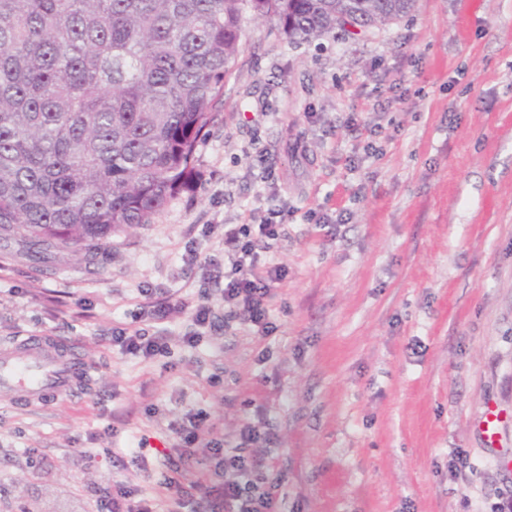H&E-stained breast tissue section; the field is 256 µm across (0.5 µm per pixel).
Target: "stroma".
Listing matches in <instances>:
<instances>
[{
	"instance_id": "35a3bbf8",
	"label": "stroma",
	"mask_w": 512,
	"mask_h": 512,
	"mask_svg": "<svg viewBox=\"0 0 512 512\" xmlns=\"http://www.w3.org/2000/svg\"><path fill=\"white\" fill-rule=\"evenodd\" d=\"M195 180L154 219L85 260L0 247V346L72 341L93 383L49 406L0 392V512H96L125 481L149 497L170 423L209 415L256 448L288 512H503L512 504V0H416L358 36L289 42L245 16ZM356 133L337 132L348 117ZM280 211L267 257L287 277L277 330L232 327L196 347L186 314L148 324L166 354L112 344L145 300L198 299L207 225ZM345 215L318 224L314 215ZM499 416L487 443V409ZM145 441L149 471L131 466Z\"/></svg>"
}]
</instances>
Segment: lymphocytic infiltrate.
Returning a JSON list of instances; mask_svg holds the SVG:
<instances>
[{"label": "lymphocytic infiltrate", "mask_w": 512, "mask_h": 512, "mask_svg": "<svg viewBox=\"0 0 512 512\" xmlns=\"http://www.w3.org/2000/svg\"><path fill=\"white\" fill-rule=\"evenodd\" d=\"M286 235L284 224L261 208L250 209L245 223L224 227V268L208 272L209 282L221 284L224 312L260 337L273 332L269 319L274 290L285 277L278 264L258 261L259 248H271ZM210 426L207 416L192 415L190 426L180 431V446L165 455L160 502L169 512H285L275 483L266 480L264 459L253 454L257 444L273 441L272 424L244 425L236 447L201 443ZM196 458L198 468L187 472L184 462Z\"/></svg>", "instance_id": "1"}]
</instances>
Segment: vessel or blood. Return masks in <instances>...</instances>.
Masks as SVG:
<instances>
[{
    "mask_svg": "<svg viewBox=\"0 0 512 512\" xmlns=\"http://www.w3.org/2000/svg\"><path fill=\"white\" fill-rule=\"evenodd\" d=\"M90 370L75 349H61L49 336H31L0 348V390L41 405L87 384Z\"/></svg>",
    "mask_w": 512,
    "mask_h": 512,
    "instance_id": "1",
    "label": "vessel or blood"
}]
</instances>
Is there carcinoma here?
<instances>
[{"instance_id":"cac0c4a2","label":"carcinoma","mask_w":512,"mask_h":512,"mask_svg":"<svg viewBox=\"0 0 512 512\" xmlns=\"http://www.w3.org/2000/svg\"><path fill=\"white\" fill-rule=\"evenodd\" d=\"M414 0H0V230L27 257L150 224L191 187L247 13L290 40L405 17Z\"/></svg>"}]
</instances>
